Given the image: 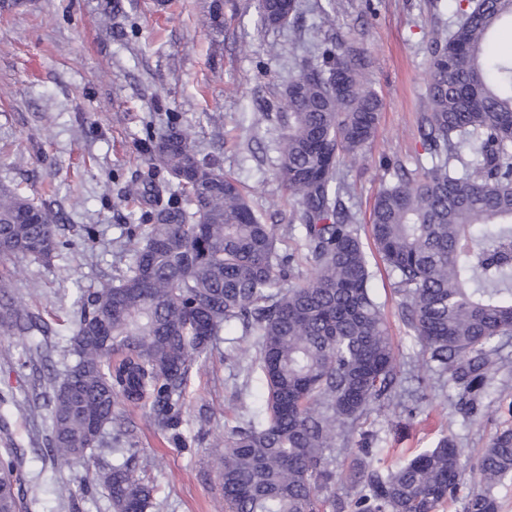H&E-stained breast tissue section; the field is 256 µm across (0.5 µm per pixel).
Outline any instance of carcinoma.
<instances>
[{
  "label": "carcinoma",
  "instance_id": "1",
  "mask_svg": "<svg viewBox=\"0 0 512 512\" xmlns=\"http://www.w3.org/2000/svg\"><path fill=\"white\" fill-rule=\"evenodd\" d=\"M296 2L258 0L264 26L295 17ZM512 24V0H468L454 25L436 33L422 97L427 161L394 168L377 194L369 234L402 296V314L432 377L473 410L506 367L512 337V56L493 57L490 38ZM364 49L343 42L302 62L286 88L288 113L276 177L293 200L314 276L283 253L275 225L215 160L193 147L176 119L148 130L147 174L126 193L148 204L126 231L125 271L81 288L68 338L71 362L39 376L52 394L46 455L80 461L123 434L117 406L152 399L158 423L181 424L180 400L193 369L224 327L254 337L247 367L264 402L212 443L224 512H440L457 499L464 466L453 440L383 463L362 424L392 406L410 412L399 362L372 289L360 225L346 205L342 167L363 156L376 133L381 99L365 78ZM164 174L161 182L155 176ZM64 241L47 200L0 186V262H48ZM0 269V335L48 336V326L10 288ZM359 435L362 456L336 502L330 454ZM25 451L0 454V512H19ZM134 453L99 470L113 512H151V488L134 478ZM512 484V427L499 430L470 470L463 512H500Z\"/></svg>",
  "mask_w": 512,
  "mask_h": 512
}]
</instances>
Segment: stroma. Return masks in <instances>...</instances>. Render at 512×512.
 <instances>
[{
	"label": "stroma",
	"mask_w": 512,
	"mask_h": 512,
	"mask_svg": "<svg viewBox=\"0 0 512 512\" xmlns=\"http://www.w3.org/2000/svg\"><path fill=\"white\" fill-rule=\"evenodd\" d=\"M211 0H28L0 10V185L43 198L52 193L56 221L68 242L48 263L10 261L18 302L52 330L49 358L22 359L39 333L0 337V449L22 448L36 512H112L102 485L85 469L40 449L49 422L30 414L25 398L47 399L39 373L62 372L67 339L79 314L78 287L98 288L124 270V226L145 209L124 193L147 169L139 140L146 127L175 117L188 126L198 152L215 153L268 223L291 219L287 191L274 176L283 132L284 90L303 61L339 41L363 43L367 78L382 108L363 157L344 167L346 202L368 224L382 184L396 164L414 167L421 99L428 79L427 47L437 29L459 14V0H297L298 18L283 27L257 23L256 0H224V26L207 19ZM333 20L325 22L324 9ZM271 110L254 123V113ZM95 229L86 238L83 226ZM372 288L405 372L428 377L421 349L402 317V298L377 253L369 255ZM252 340L225 328L192 374L177 431L159 427L150 411L123 407L126 434L106 440L154 460L143 477L154 486V512H224L210 444L261 402L262 385L245 368ZM512 364L496 376L478 411L465 416L447 390L429 384L417 413H372V432L388 462L405 448H430L451 435L465 463L475 462L496 430L512 425Z\"/></svg>",
	"instance_id": "obj_1"
}]
</instances>
